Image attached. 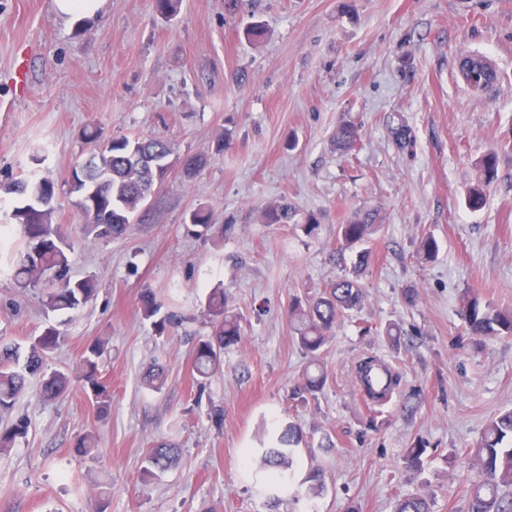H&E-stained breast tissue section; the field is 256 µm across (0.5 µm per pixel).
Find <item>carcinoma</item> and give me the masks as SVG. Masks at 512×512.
<instances>
[{"label": "carcinoma", "mask_w": 512, "mask_h": 512, "mask_svg": "<svg viewBox=\"0 0 512 512\" xmlns=\"http://www.w3.org/2000/svg\"><path fill=\"white\" fill-rule=\"evenodd\" d=\"M181 0H155L156 11L166 19L180 11ZM473 65L459 71L463 83L475 95L485 92L491 83L487 73V57L469 54L461 57ZM82 136L89 145L86 156L76 162L67 181L69 193L78 198L86 227L99 239L122 235L127 225L148 210L154 188L164 182L175 164L191 177L204 165L205 159L187 155L181 161L171 159L170 143L160 137L105 138L95 126L84 129ZM336 150L351 154L360 149V135L351 121L342 122L334 137ZM499 150L492 149L476 163L477 175L467 190L468 205L482 207L489 187L497 178ZM15 195L9 217L13 224L6 233L15 234L25 245L22 259L11 269V276L21 288H44L42 303L51 312H71L88 303L96 294L97 284L91 278L74 279L70 276L71 232L60 224L51 223L58 188L54 182L37 176L36 172L6 187ZM267 224H288L294 214L285 200L271 203L264 214ZM188 221L197 228V235H209L211 212L201 206L190 211ZM380 227V214L372 208L350 210L338 225L341 246L357 251L358 260L353 270L339 276L328 288L303 301L294 299L289 318L294 339L301 350L313 356L328 343L341 318L361 307L364 291L360 282L363 270L371 263V251L366 244ZM438 242L431 234L421 237L418 254L426 261L433 259ZM162 305L153 297H146L142 315L162 332L175 324L177 316H159ZM460 310L472 336H512V309L502 308L484 300L475 290L466 289L460 296ZM210 332L195 345L192 371L200 381L208 380L222 366L224 349L237 343L241 336V317L228 308V297L222 288H214L206 300ZM63 340L59 330L47 326L30 338L26 355L16 345L0 346V413L11 411L16 401L29 388V377H38L43 399L52 400L68 390L77 380L87 385L95 403L96 413L103 418L110 411L109 385L101 380L99 361L106 352L100 340L91 342L73 373L51 370L46 356ZM385 367L381 361L369 358L359 364L357 380L367 396L381 402L394 389L396 378L386 371L387 383L374 390L373 371ZM326 383L322 369L306 371L295 395H313ZM27 419L21 417L0 429V451L13 447L28 434ZM303 440L300 428L290 423L275 432L267 446L250 448L244 453L250 459L260 456L263 468L270 473L272 485L279 488L291 479L293 455ZM471 475L468 484L467 512H512V411H506L488 422L477 447L469 449ZM178 461V450L173 443L161 442L147 449L141 479L149 482L157 474L168 470ZM395 512H430L427 499L418 494L402 496Z\"/></svg>", "instance_id": "obj_1"}]
</instances>
